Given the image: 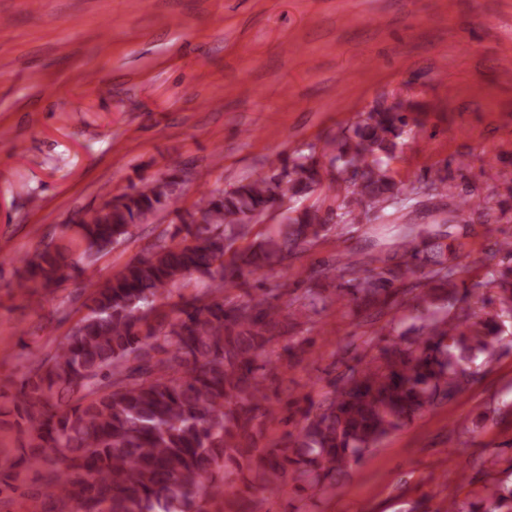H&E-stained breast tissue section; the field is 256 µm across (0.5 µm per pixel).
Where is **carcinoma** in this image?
Wrapping results in <instances>:
<instances>
[{
  "instance_id": "cac0c4a2",
  "label": "carcinoma",
  "mask_w": 512,
  "mask_h": 512,
  "mask_svg": "<svg viewBox=\"0 0 512 512\" xmlns=\"http://www.w3.org/2000/svg\"><path fill=\"white\" fill-rule=\"evenodd\" d=\"M416 119L374 107L315 150L270 165L225 191L202 193L171 240L127 263L94 289L91 304L54 353L23 365L12 407L0 424L26 435L18 458L0 463V495L15 489L20 469L49 465L34 512H209L224 485L239 493H277L291 484L333 492L351 465L416 416L471 383L476 360L490 361L512 319V274L492 269L456 306L457 255L449 239L467 231L487 206L456 191L436 169L409 184L391 167ZM175 172L133 192H120L79 225L83 255L112 250L156 211L174 206ZM332 199L328 212L297 203L313 194ZM446 198V225L399 224L393 239L344 252L334 265L305 270L310 282L334 281L335 296L307 288L300 307L279 304L282 285L237 299L248 275L308 251L321 233H345L400 213L409 202ZM290 203L288 222L248 249L236 247L254 216ZM28 279L61 284L73 266L56 246L19 259ZM211 288L182 302L175 316L152 322L156 302L188 287L192 274ZM413 296L408 332L414 339L364 356L319 403L309 402L288 447L259 449L253 431L276 410L269 390L276 375L258 362L289 329L312 322L327 299L382 315ZM448 512H512V488L486 487L469 506Z\"/></svg>"
}]
</instances>
